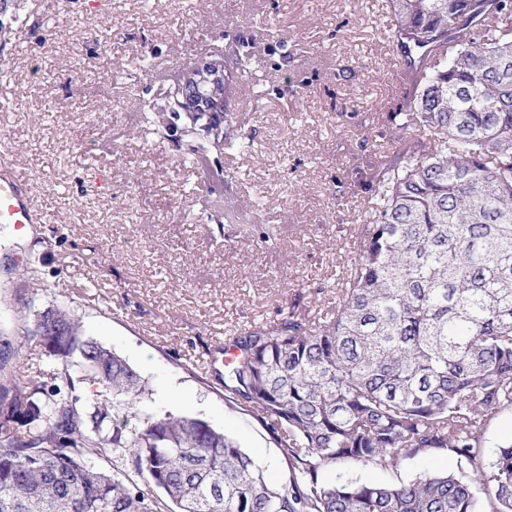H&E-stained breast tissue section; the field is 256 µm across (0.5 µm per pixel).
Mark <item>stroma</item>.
<instances>
[{"label":"stroma","instance_id":"1","mask_svg":"<svg viewBox=\"0 0 512 512\" xmlns=\"http://www.w3.org/2000/svg\"><path fill=\"white\" fill-rule=\"evenodd\" d=\"M0 164L20 172L37 221L0 224V336L24 344L18 372L46 377L25 345L40 312L68 310L124 357L145 390L117 419L171 412L223 427L284 483L281 452L224 399L210 351L289 311L316 315L355 256L373 164L398 150L388 116L414 86L388 0H0ZM237 45L252 80L233 94L249 154L188 136L168 92L193 63ZM208 157L220 185L186 164ZM221 199L240 224L210 219ZM276 224L271 245L241 224ZM447 452L373 482L454 467Z\"/></svg>","mask_w":512,"mask_h":512}]
</instances>
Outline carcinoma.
<instances>
[{
	"instance_id": "1",
	"label": "carcinoma",
	"mask_w": 512,
	"mask_h": 512,
	"mask_svg": "<svg viewBox=\"0 0 512 512\" xmlns=\"http://www.w3.org/2000/svg\"><path fill=\"white\" fill-rule=\"evenodd\" d=\"M389 2L415 88L389 116L406 147L363 183L371 206L336 306L229 339L224 400L280 448L288 480L270 483L201 418L117 420L110 397L134 405L140 374L57 307L28 340L63 365V385L21 380L20 349L0 339V512H483L478 488L512 512V441L480 461L512 410V0ZM230 55L242 85L247 57ZM111 448L125 469L105 467ZM440 451L456 468L322 479ZM485 445L482 448L483 464H487L494 456L498 444L512 439V411H504L488 427L485 434Z\"/></svg>"
}]
</instances>
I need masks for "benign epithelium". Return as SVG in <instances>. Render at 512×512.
Returning a JSON list of instances; mask_svg holds the SVG:
<instances>
[{
	"label": "benign epithelium",
	"mask_w": 512,
	"mask_h": 512,
	"mask_svg": "<svg viewBox=\"0 0 512 512\" xmlns=\"http://www.w3.org/2000/svg\"><path fill=\"white\" fill-rule=\"evenodd\" d=\"M227 57L198 62L174 88L173 105L182 112H205L208 122L200 127L206 137L215 135V127L223 126L227 106L229 70Z\"/></svg>",
	"instance_id": "obj_1"
}]
</instances>
